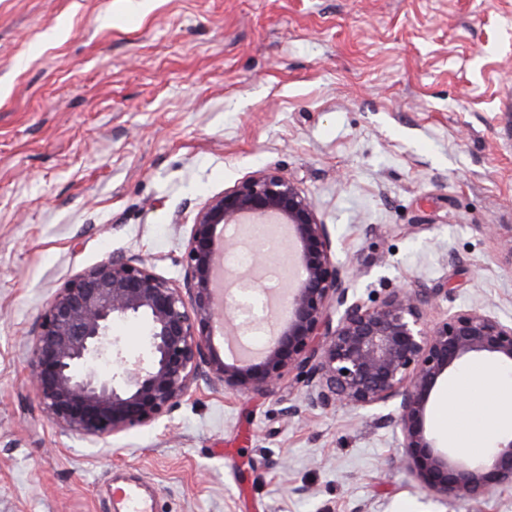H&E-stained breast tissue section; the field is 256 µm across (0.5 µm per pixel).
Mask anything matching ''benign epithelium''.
I'll list each match as a JSON object with an SVG mask.
<instances>
[{"label":"benign epithelium","mask_w":512,"mask_h":512,"mask_svg":"<svg viewBox=\"0 0 512 512\" xmlns=\"http://www.w3.org/2000/svg\"><path fill=\"white\" fill-rule=\"evenodd\" d=\"M245 220L285 226L300 272L261 356L227 362L212 341L237 306L224 257L237 245L227 231ZM183 265L177 283L136 257L114 256L69 278L40 312L29 375L62 432L103 439L156 421L201 380L264 393L293 373L311 408L391 406L399 461L428 493L471 499L512 486V433L476 462L440 448L427 429L443 376L474 356L512 369V322L469 308L428 323L426 307L446 288H393L371 305L349 297L314 204L268 168L208 201L192 224ZM127 319L146 329L145 352L134 359L112 335L114 323ZM97 360L119 371L100 376L91 368Z\"/></svg>","instance_id":"1"}]
</instances>
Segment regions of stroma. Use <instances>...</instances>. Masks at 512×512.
<instances>
[{
  "label": "stroma",
  "mask_w": 512,
  "mask_h": 512,
  "mask_svg": "<svg viewBox=\"0 0 512 512\" xmlns=\"http://www.w3.org/2000/svg\"><path fill=\"white\" fill-rule=\"evenodd\" d=\"M263 168L312 200L351 295L422 284L448 291L429 321H512V0H0V512H115L118 475L160 512H512V487L422 490L386 408H310L291 375L104 441L47 419L28 360L56 290L116 254L182 280L197 214ZM237 236L261 348L294 249Z\"/></svg>",
  "instance_id": "1"
}]
</instances>
